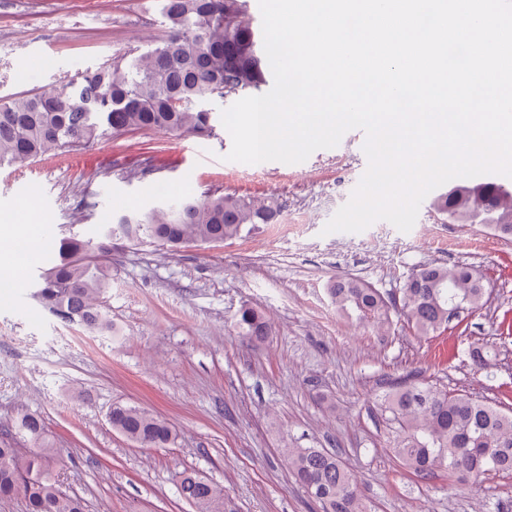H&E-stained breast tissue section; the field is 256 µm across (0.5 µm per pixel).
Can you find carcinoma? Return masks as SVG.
<instances>
[{
    "label": "carcinoma",
    "mask_w": 512,
    "mask_h": 512,
    "mask_svg": "<svg viewBox=\"0 0 512 512\" xmlns=\"http://www.w3.org/2000/svg\"><path fill=\"white\" fill-rule=\"evenodd\" d=\"M168 34L145 52L107 63L80 81L51 92L0 98V166L23 167L49 156L75 152L109 133L156 130L208 137L211 113L197 103L217 93L258 91L267 82L260 35L247 16L245 0H158ZM473 199L491 197L495 209L477 211L446 192L433 207L458 223L478 216L497 234L512 238V208L501 205L512 190L491 180L467 185ZM275 198L263 201L213 194L183 198L148 210L112 216L109 232L97 239L76 233L59 241L54 259L41 271L33 296L63 323L91 334L114 331L104 305L105 263L112 241H147L165 248L220 244L242 237L281 213ZM329 294L336 307L368 325L399 318L417 336L448 328L452 317L483 305L479 272L467 265L420 267L405 281L396 300L359 280L338 278ZM238 333L261 342L268 325L256 308L243 305L234 316ZM467 357L479 371L495 358L482 339L468 345ZM378 410L392 432L395 457L427 479L437 470L478 481L494 472L512 474V408L450 391L415 374L379 398ZM112 430L146 448H167L177 434L150 411L117 403L109 411ZM15 428L27 445H0V498L21 494L28 512H85L84 502L67 494L47 468L53 453L41 417L17 415ZM288 466L321 512H367L358 482L343 458L323 448H285ZM181 495L196 512H225L222 490L195 472L183 473Z\"/></svg>",
    "instance_id": "carcinoma-1"
}]
</instances>
